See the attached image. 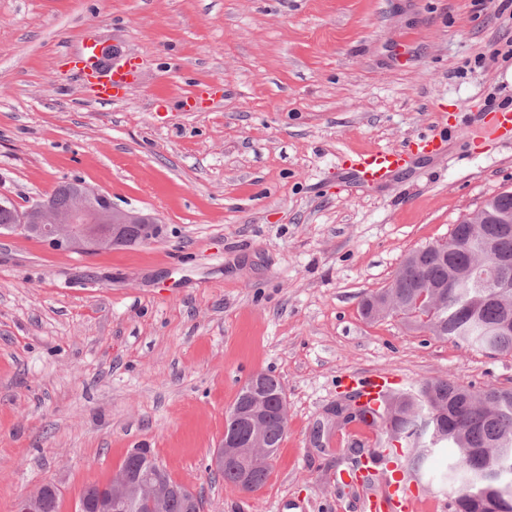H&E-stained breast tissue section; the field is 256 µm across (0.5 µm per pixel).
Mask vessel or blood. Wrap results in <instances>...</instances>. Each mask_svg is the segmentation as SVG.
I'll list each match as a JSON object with an SVG mask.
<instances>
[{"label":"vessel or blood","mask_w":512,"mask_h":512,"mask_svg":"<svg viewBox=\"0 0 512 512\" xmlns=\"http://www.w3.org/2000/svg\"><path fill=\"white\" fill-rule=\"evenodd\" d=\"M95 53V45L86 46L83 54L85 75L93 80L100 100L108 101L114 91L132 84L135 67L127 62L108 71H100L92 63ZM479 120L499 136L512 134V112H490L480 115ZM445 138V133L439 132L421 137L413 147L347 154L341 158L340 170L352 185L378 186L410 167L416 154L441 152ZM399 382L398 376L380 372L346 375L340 379L341 387L357 392L359 402L370 410L378 409L382 394ZM359 490L362 512H421L425 502L418 474L400 466L394 467L390 476L379 478L377 483L361 484Z\"/></svg>","instance_id":"vessel-or-blood-1"}]
</instances>
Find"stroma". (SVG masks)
<instances>
[{
    "label": "stroma",
    "mask_w": 512,
    "mask_h": 512,
    "mask_svg": "<svg viewBox=\"0 0 512 512\" xmlns=\"http://www.w3.org/2000/svg\"><path fill=\"white\" fill-rule=\"evenodd\" d=\"M503 0H0V194L22 208L74 178L156 215V242L87 253L0 235V512L59 486V512L151 449L208 512H355L336 462L359 447L333 409L348 373L512 388L490 355L369 321L362 299L414 250L512 190ZM138 77L97 99L65 56L86 42ZM210 85L198 111L186 96ZM448 123L445 155L379 187L341 154ZM259 372L288 431L266 484L211 481L225 415ZM482 113L479 115V121L486 124L492 133H496L504 137L505 141H508V135L512 134V112Z\"/></svg>",
    "instance_id": "obj_1"
}]
</instances>
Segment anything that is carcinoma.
<instances>
[{"label":"carcinoma","instance_id":"cac0c4a2","mask_svg":"<svg viewBox=\"0 0 512 512\" xmlns=\"http://www.w3.org/2000/svg\"><path fill=\"white\" fill-rule=\"evenodd\" d=\"M471 228L470 224H457L447 241L414 251L418 262L397 273L388 287L366 296L361 302L362 315L372 318L373 304L388 296L394 302L391 313L416 330L492 354L512 353V329H499L503 318L512 317V288L479 285L481 275L498 260L512 262V230L504 233L496 224L481 225L491 245L486 249L480 238L471 236ZM259 376L263 378L259 390H252V381H247L230 411L246 410L257 400L269 411L265 438L270 461L288 424L277 414V394L283 392L280 380L271 373L261 372ZM372 423L385 433L379 448L368 454L353 449V470L366 469L370 481L387 472L393 462L390 449L394 439L399 441L409 466L422 477L431 457L451 448L448 469L439 483L458 489L468 502L469 512H481L496 492L473 485L474 475L497 464L512 469V389H473L446 378L426 380L383 400ZM122 466H134L163 483L172 482L166 467L148 448L133 449ZM269 469L268 463L256 467L250 486L241 491L259 490Z\"/></svg>","mask_w":512,"mask_h":512}]
</instances>
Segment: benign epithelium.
Masks as SVG:
<instances>
[{
	"label": "benign epithelium",
	"mask_w": 512,
	"mask_h": 512,
	"mask_svg": "<svg viewBox=\"0 0 512 512\" xmlns=\"http://www.w3.org/2000/svg\"><path fill=\"white\" fill-rule=\"evenodd\" d=\"M71 188L68 207L58 209L47 201H37L15 215L9 228L24 235H36L57 250L81 249L98 251L104 248L126 246L130 239L150 243L160 238L163 227L159 218L141 211L124 209L112 203V197L82 181L67 183ZM239 415L231 417L224 428V436L212 455L211 467L222 471L229 463L240 466V484L249 481L253 461L240 448V440L232 427ZM47 486L40 485L24 494L16 505V512H41ZM164 488L141 473L129 469L112 477V508L119 509L131 498L145 499L152 512H164L167 494Z\"/></svg>",
	"instance_id": "1"
}]
</instances>
